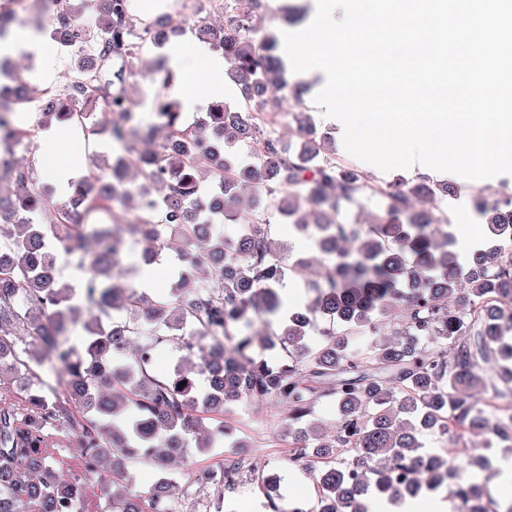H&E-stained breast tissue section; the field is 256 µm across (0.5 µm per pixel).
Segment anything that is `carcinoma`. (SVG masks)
Segmentation results:
<instances>
[{"label": "carcinoma", "instance_id": "cac0c4a2", "mask_svg": "<svg viewBox=\"0 0 512 512\" xmlns=\"http://www.w3.org/2000/svg\"><path fill=\"white\" fill-rule=\"evenodd\" d=\"M51 6L48 24L74 42L62 92L39 90L19 73L20 93L0 104V512H66L95 484L112 512H181V487L164 475L180 465L217 497L249 473L270 492L272 512H303L273 497L278 476L259 455H230L193 470L189 448L224 444V412L243 402L285 408L277 440L290 461L313 471L317 502L308 512H368L373 489L415 499L455 481L457 512H512L480 479L490 461L459 442L425 451L418 432L489 435L487 447L512 456V185L480 195L487 238L459 252L445 201L448 183L397 179L374 189L383 215L353 222L368 176L336 162L317 132L306 89L286 79L277 34L260 30L231 0L224 22L204 17L196 37L229 60L235 100H215L195 126L168 93L176 75L159 66L162 92L150 118L132 111L127 64L175 23L146 20L131 0H95L87 20L75 0H0V41L17 10ZM286 88L299 142L287 147L265 127L267 92ZM101 101L96 120L88 106ZM36 125H69L103 153L95 172L53 200L40 186L42 147L19 114ZM163 141L149 161L138 144ZM276 158L267 172L250 164L251 144ZM209 174L202 185L200 173ZM260 186L288 223L316 239L315 254L287 264L290 249L271 237L261 209L241 213L238 190ZM226 224L238 227L224 233ZM80 249L78 285L56 271L57 249ZM164 250L187 264L176 283L151 298L121 281L127 260L145 265ZM322 268L310 296L290 308L285 271ZM370 337L366 349L353 342ZM186 352L163 377L152 372L157 345ZM38 389L15 395L14 379ZM336 400V430L300 425L318 399ZM74 440L80 470L63 475L48 460L49 437ZM138 458L162 475L146 488L115 486Z\"/></svg>", "mask_w": 512, "mask_h": 512}]
</instances>
